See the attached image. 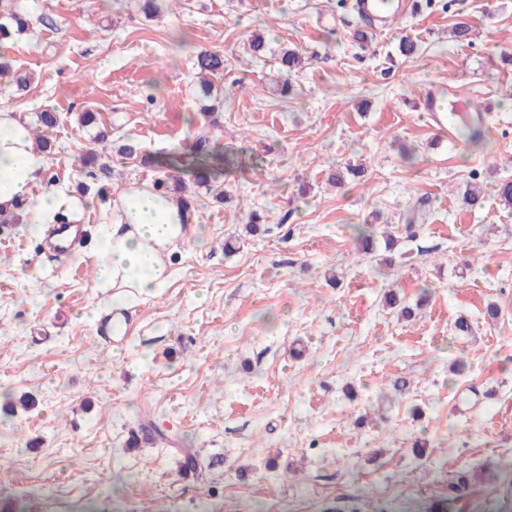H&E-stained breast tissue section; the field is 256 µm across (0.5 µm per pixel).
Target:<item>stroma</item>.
Listing matches in <instances>:
<instances>
[{"label":"stroma","mask_w":512,"mask_h":512,"mask_svg":"<svg viewBox=\"0 0 512 512\" xmlns=\"http://www.w3.org/2000/svg\"><path fill=\"white\" fill-rule=\"evenodd\" d=\"M19 3L30 28L0 51L31 85L0 77V111L50 141L24 202L79 201L86 232L59 258L24 213L0 223V512H512V207L496 190L512 180V0H420L363 44L346 0H164L156 16L141 0ZM285 48L305 58L286 92ZM202 49L227 63L212 137L238 162L210 192L182 174L175 275L130 305L132 335L112 347L96 333L113 307L94 288L96 236L121 187L168 173L107 155L100 196L81 152L102 126L186 151ZM439 84L482 110L481 146L421 111ZM45 109L54 128L35 123ZM350 164L362 176L332 184ZM470 183L481 208L461 201ZM369 225L396 236L392 265L359 252ZM389 291L420 313L398 317ZM188 452L214 467L180 474Z\"/></svg>","instance_id":"1"}]
</instances>
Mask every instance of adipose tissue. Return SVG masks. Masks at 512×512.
I'll return each instance as SVG.
<instances>
[{"label":"adipose tissue","mask_w":512,"mask_h":512,"mask_svg":"<svg viewBox=\"0 0 512 512\" xmlns=\"http://www.w3.org/2000/svg\"><path fill=\"white\" fill-rule=\"evenodd\" d=\"M48 164L19 113L0 112V212H13ZM117 204L119 220L102 229L95 288L143 295L166 287L174 275L170 258L188 239L183 204L134 184L121 189Z\"/></svg>","instance_id":"ef3b65f1"}]
</instances>
